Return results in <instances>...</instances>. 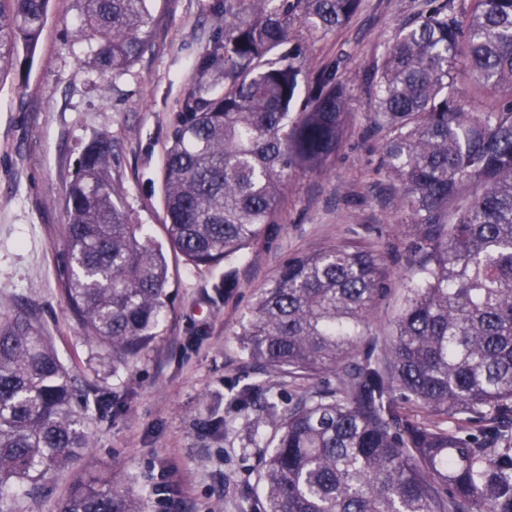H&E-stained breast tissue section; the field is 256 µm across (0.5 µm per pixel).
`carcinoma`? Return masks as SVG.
<instances>
[{
	"label": "carcinoma",
	"instance_id": "carcinoma-1",
	"mask_svg": "<svg viewBox=\"0 0 512 512\" xmlns=\"http://www.w3.org/2000/svg\"><path fill=\"white\" fill-rule=\"evenodd\" d=\"M77 41L92 66L122 72L150 37L153 0H76ZM432 6L402 28L374 69L388 176L398 183L420 258L382 350L361 347L385 292L381 255L358 244L288 258L258 290L238 333L270 376L331 373L332 389L279 408L254 388L232 409L270 424L258 460L259 512H512V98L471 111L450 80L458 61L480 88L512 90V0H472L459 16ZM50 0H0L3 63L23 68ZM361 0H224V34L196 67L165 150V240L143 233L112 183V140L83 150L65 196L58 279L85 339L112 369L160 335L173 306L167 253L213 267L271 223L297 166L336 152L347 115L335 73L316 74L293 113V28L326 33ZM481 192L466 197L464 182ZM400 392L440 415L490 422L483 437L402 421ZM87 393L25 312L0 318V504L29 493L91 447ZM130 477L79 482L56 512H142Z\"/></svg>",
	"mask_w": 512,
	"mask_h": 512
}]
</instances>
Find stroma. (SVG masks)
I'll list each match as a JSON object with an SVG mask.
<instances>
[{"label": "stroma", "mask_w": 512, "mask_h": 512, "mask_svg": "<svg viewBox=\"0 0 512 512\" xmlns=\"http://www.w3.org/2000/svg\"><path fill=\"white\" fill-rule=\"evenodd\" d=\"M218 5L153 0L156 22L138 61L102 74L72 36L76 0H50L31 61L0 83V316L34 314L90 400L110 404L107 412H88L92 448L48 476L37 494L8 495L11 512H55L76 480L107 471L130 477L143 512H258L256 460L275 432L268 425L255 433L218 428L230 397L256 386L273 389L285 404L301 388L336 384L331 375L268 376L240 348L236 333L255 292L293 255L345 241L376 249L388 292L370 315L367 339H390L412 238L385 169L376 90L364 76L427 0H362L333 31L296 27L297 101L308 102L315 75L335 67L349 103L340 144L321 170L293 171L273 223L237 256L212 269L171 256L174 307L148 349L111 367L67 310L58 291L63 200L81 153L100 135L111 138L122 205L163 240L164 153L197 64L224 31ZM167 481L173 488L165 503L153 488Z\"/></svg>", "instance_id": "obj_1"}]
</instances>
